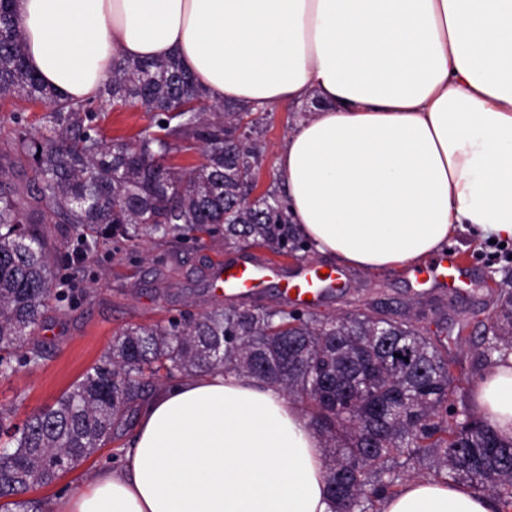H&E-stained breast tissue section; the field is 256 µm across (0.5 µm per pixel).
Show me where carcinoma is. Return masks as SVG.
<instances>
[{
    "label": "carcinoma",
    "instance_id": "carcinoma-1",
    "mask_svg": "<svg viewBox=\"0 0 512 512\" xmlns=\"http://www.w3.org/2000/svg\"><path fill=\"white\" fill-rule=\"evenodd\" d=\"M101 95L140 107L152 124L104 139L96 100L63 99L25 60L13 0H0V101L50 109L46 124L15 120L10 146L34 171L28 206L0 188V376L44 357L36 337L56 290L54 242L39 224H61L88 253L102 239L131 257L144 237L224 247L251 244L277 256L305 249L288 205L274 190L254 194L257 125L246 104L209 106L177 58L121 60ZM193 153L186 166L170 159ZM496 311L482 336L485 365L512 354V274L497 282ZM455 361L406 316L377 304L334 318L247 301L130 325L109 353L55 405L10 424L0 407V499L52 484L133 425L154 382L214 371L275 383L300 402L323 440L331 512H377L383 496L426 462L432 478L465 483L512 508V437L486 424L461 393Z\"/></svg>",
    "mask_w": 512,
    "mask_h": 512
}]
</instances>
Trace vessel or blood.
Segmentation results:
<instances>
[{
    "label": "vessel or blood",
    "instance_id": "vessel-or-blood-1",
    "mask_svg": "<svg viewBox=\"0 0 512 512\" xmlns=\"http://www.w3.org/2000/svg\"><path fill=\"white\" fill-rule=\"evenodd\" d=\"M424 274L435 281L447 279L452 285L461 279L460 269L452 258L427 266ZM215 280L222 284L224 295L229 299L250 297L257 293L260 285L274 281L280 285L287 301L311 309L318 305L326 292L344 285L347 275L333 266L323 270L302 264L290 271L273 263L247 260L220 267Z\"/></svg>",
    "mask_w": 512,
    "mask_h": 512
}]
</instances>
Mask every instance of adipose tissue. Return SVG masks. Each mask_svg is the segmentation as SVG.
Returning a JSON list of instances; mask_svg holds the SVG:
<instances>
[{"instance_id":"ef3b65f1","label":"adipose tissue","mask_w":512,"mask_h":512,"mask_svg":"<svg viewBox=\"0 0 512 512\" xmlns=\"http://www.w3.org/2000/svg\"><path fill=\"white\" fill-rule=\"evenodd\" d=\"M30 69L97 97L116 59L179 57L209 100L316 98L276 157L316 253L414 266L457 231L512 241V0H16ZM476 410L512 436V356ZM464 484L404 483L383 512H496ZM50 512H329L322 441L278 386L212 372L161 386L118 465Z\"/></svg>"}]
</instances>
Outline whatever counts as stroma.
Masks as SVG:
<instances>
[{"label":"stroma","mask_w":512,"mask_h":512,"mask_svg":"<svg viewBox=\"0 0 512 512\" xmlns=\"http://www.w3.org/2000/svg\"><path fill=\"white\" fill-rule=\"evenodd\" d=\"M97 123L106 137H129L148 127L150 113L144 109L126 112L113 110L98 101ZM12 102L0 105V166L10 173V185L18 196H25L33 172L27 162L15 159L10 149ZM295 106L283 104L267 113L259 141L262 150L259 186L267 190L279 186L274 162L288 132L298 120ZM53 258L55 272L70 280L76 290L65 312L49 311L38 332L45 357L38 364L0 378V405L11 411V421L22 424L38 411L53 406L56 400L90 367L102 359L116 332L134 324L152 325L177 311L202 310L217 303L214 271L218 265L240 259L271 260L265 248L226 249L221 241L201 243L173 242L166 246V261L175 267L174 277L161 279L154 258L157 248L126 258L114 253L111 243H101L83 263L72 260L73 239L56 238ZM447 251L462 270L458 287L440 283H417L410 267L380 270L350 268L347 292H331L316 307L318 317H336L365 303H376L398 310L415 320L426 336L444 345L450 357L463 360L464 370L479 368L481 348L476 338L493 309L492 281L500 280L512 269V242L501 244L477 240L460 232L448 241ZM466 344H456V336ZM126 439L105 444L97 453L65 471L50 485L25 493V500L50 503L54 496L88 480L101 466L111 464L116 447Z\"/></svg>","instance_id":"1"}]
</instances>
